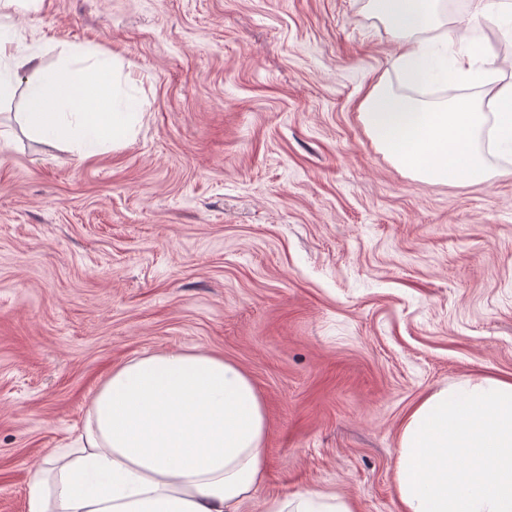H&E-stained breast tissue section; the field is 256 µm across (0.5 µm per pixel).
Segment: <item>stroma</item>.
I'll return each mask as SVG.
<instances>
[{
    "label": "stroma",
    "mask_w": 512,
    "mask_h": 512,
    "mask_svg": "<svg viewBox=\"0 0 512 512\" xmlns=\"http://www.w3.org/2000/svg\"><path fill=\"white\" fill-rule=\"evenodd\" d=\"M43 69L114 57L134 135L79 160L0 98V512L66 447L112 370L209 351L262 398L253 501L304 488L399 512L403 421L428 394L512 378V161L424 181L360 104L405 83L369 0H15Z\"/></svg>",
    "instance_id": "1"
}]
</instances>
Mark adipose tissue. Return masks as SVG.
Wrapping results in <instances>:
<instances>
[{
	"label": "adipose tissue",
	"instance_id": "1",
	"mask_svg": "<svg viewBox=\"0 0 512 512\" xmlns=\"http://www.w3.org/2000/svg\"><path fill=\"white\" fill-rule=\"evenodd\" d=\"M396 41L395 64L413 86L485 74L468 46L418 35L444 27L448 0H370ZM114 62L67 52L29 82V129L68 142L80 159L126 139L139 119L115 94ZM362 117L380 147L421 179H487L491 151L512 157V82L487 100L423 101L377 81ZM488 151H480L481 137ZM264 405L250 380L222 356L167 350L117 368L97 388L80 445L30 466L26 512H239L266 465ZM396 490L400 512H512V380L481 377L422 399L404 420ZM262 512H352L348 502L306 488L265 501Z\"/></svg>",
	"mask_w": 512,
	"mask_h": 512
}]
</instances>
